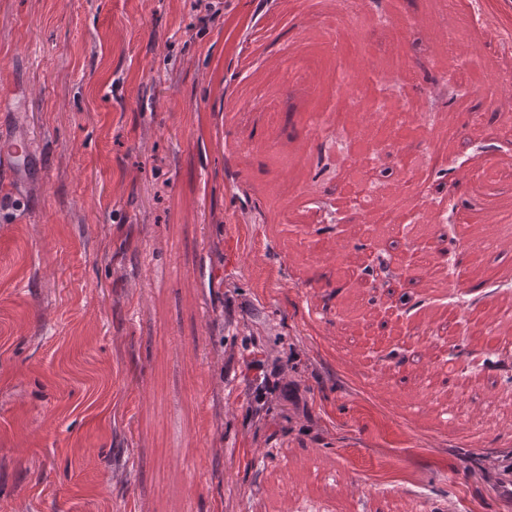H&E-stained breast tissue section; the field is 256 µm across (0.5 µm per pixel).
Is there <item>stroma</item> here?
Listing matches in <instances>:
<instances>
[{
    "label": "stroma",
    "instance_id": "obj_1",
    "mask_svg": "<svg viewBox=\"0 0 512 512\" xmlns=\"http://www.w3.org/2000/svg\"><path fill=\"white\" fill-rule=\"evenodd\" d=\"M339 0H0V138L26 134L47 178L0 168V512H512V444L410 416L406 383L352 344L351 302L431 317L459 289L363 290L335 249L369 216L319 116L337 67L402 97L467 163L442 204L481 223L512 193L475 190L488 130L512 114V0H358L357 47L326 37ZM464 73L465 95L448 79ZM326 250L317 254L313 241ZM280 358L299 405L255 412L249 364Z\"/></svg>",
    "mask_w": 512,
    "mask_h": 512
}]
</instances>
